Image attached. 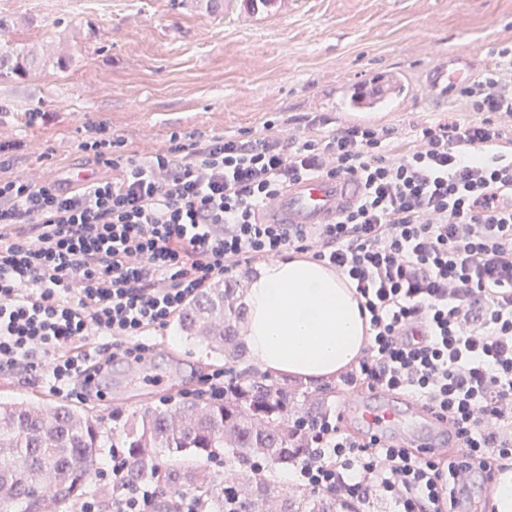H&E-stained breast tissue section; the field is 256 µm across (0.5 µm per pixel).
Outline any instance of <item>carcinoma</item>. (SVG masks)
<instances>
[{
	"label": "carcinoma",
	"instance_id": "carcinoma-1",
	"mask_svg": "<svg viewBox=\"0 0 512 512\" xmlns=\"http://www.w3.org/2000/svg\"><path fill=\"white\" fill-rule=\"evenodd\" d=\"M20 51L0 55V70L27 71ZM238 283H218L186 306L178 327L206 343L211 352L237 358L245 352L237 324L244 319ZM228 380L232 389L222 402L184 401L165 408H144L107 433L85 409L64 402H0V512H44L51 499L61 507L82 498L88 482L101 470L104 449L122 448L127 458L124 481L157 484L160 497L199 492L208 512H336V497L302 494L277 500L274 474L295 460L300 440L292 421L313 418L324 409L326 395L290 390L266 375ZM224 453V464L259 460L265 470L250 472L224 496V474L195 467L192 456ZM179 457L187 464L162 468Z\"/></svg>",
	"mask_w": 512,
	"mask_h": 512
}]
</instances>
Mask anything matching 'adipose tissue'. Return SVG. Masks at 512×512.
Instances as JSON below:
<instances>
[{"label":"adipose tissue","mask_w":512,"mask_h":512,"mask_svg":"<svg viewBox=\"0 0 512 512\" xmlns=\"http://www.w3.org/2000/svg\"><path fill=\"white\" fill-rule=\"evenodd\" d=\"M246 304L251 360L287 377H335L369 338L354 289L314 261L280 258L265 264L250 283Z\"/></svg>","instance_id":"obj_1"}]
</instances>
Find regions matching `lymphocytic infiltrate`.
I'll use <instances>...</instances> for the list:
<instances>
[{"label": "lymphocytic infiltrate", "instance_id": "f902f5d3", "mask_svg": "<svg viewBox=\"0 0 512 512\" xmlns=\"http://www.w3.org/2000/svg\"><path fill=\"white\" fill-rule=\"evenodd\" d=\"M462 119L425 127L404 150L392 129L322 131L266 120L256 136L173 143L146 157L115 154L105 127L81 143L121 180L68 191L0 176V371L44 378L86 398L115 360L145 367L147 332L242 262L293 252L355 289L370 339L346 389L426 405L454 430L448 456L348 429L339 415L297 418L294 483L393 512H449L512 465V45L457 93ZM478 120H471V113ZM349 175L356 206L333 224H261L288 183ZM111 349H87L88 336ZM110 452L112 512H157L155 485L123 480Z\"/></svg>", "mask_w": 512, "mask_h": 512}]
</instances>
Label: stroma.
I'll list each match as a JSON object with an SVG mask.
<instances>
[{
    "instance_id": "stroma-1",
    "label": "stroma",
    "mask_w": 512,
    "mask_h": 512,
    "mask_svg": "<svg viewBox=\"0 0 512 512\" xmlns=\"http://www.w3.org/2000/svg\"><path fill=\"white\" fill-rule=\"evenodd\" d=\"M510 43L512 0H283L258 14L242 0H0V52L35 57L27 74L0 77V172L62 187L82 168L121 178L81 150L91 122L129 156L166 152L175 133L253 132L275 113L407 133L448 119L451 99L429 91L434 67L465 50L484 72ZM380 70L403 74L407 95L363 118L345 111L342 92ZM151 341L147 381L130 384L117 362L111 401H83L103 429L178 402L224 365L174 324ZM22 398L54 395L45 380L0 373V400Z\"/></svg>"
}]
</instances>
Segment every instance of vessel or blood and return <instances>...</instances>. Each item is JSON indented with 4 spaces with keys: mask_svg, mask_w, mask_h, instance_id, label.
<instances>
[{
    "mask_svg": "<svg viewBox=\"0 0 512 512\" xmlns=\"http://www.w3.org/2000/svg\"><path fill=\"white\" fill-rule=\"evenodd\" d=\"M464 59L440 66L432 73L433 90L440 96L455 92L468 78ZM391 76L378 74L367 83L352 87L354 97L369 100L387 96ZM358 198V185L346 176L306 177L291 182L278 200L265 208L260 221L264 224H333L350 210ZM340 415H354L370 430L391 437L402 444L424 448L439 445L442 427L436 416L423 404H366L359 396L350 395L336 404Z\"/></svg>",
    "mask_w": 512,
    "mask_h": 512,
    "instance_id": "obj_1",
    "label": "vessel or blood"
}]
</instances>
